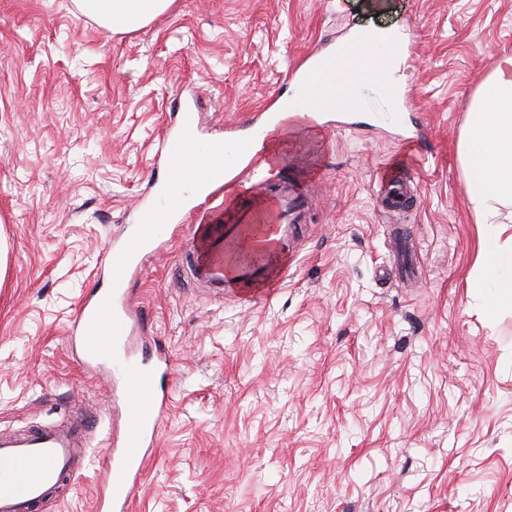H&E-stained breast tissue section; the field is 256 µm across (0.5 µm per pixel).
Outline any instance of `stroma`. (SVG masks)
<instances>
[{"mask_svg": "<svg viewBox=\"0 0 512 512\" xmlns=\"http://www.w3.org/2000/svg\"><path fill=\"white\" fill-rule=\"evenodd\" d=\"M398 33L397 97L285 138L311 198L288 277L266 301L177 279L184 237L128 290L169 355L171 394L131 512H512V315L470 279L489 249L459 158L474 95L512 52V0H175L135 31L76 0H0V428L82 404L89 466L54 512H96L115 383L70 327L110 288L103 248L133 223L180 112L203 138L279 108L295 63L361 26ZM412 208L377 197L390 167Z\"/></svg>", "mask_w": 512, "mask_h": 512, "instance_id": "stroma-1", "label": "stroma"}]
</instances>
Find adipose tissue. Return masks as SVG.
Listing matches in <instances>:
<instances>
[{"label": "adipose tissue", "mask_w": 512, "mask_h": 512, "mask_svg": "<svg viewBox=\"0 0 512 512\" xmlns=\"http://www.w3.org/2000/svg\"><path fill=\"white\" fill-rule=\"evenodd\" d=\"M173 0H79L83 12L103 25L124 30L143 27ZM468 200L477 223L494 239L477 263L476 293H488L491 307L512 309V241L503 243L500 209L512 205V54L495 61L477 94L460 142Z\"/></svg>", "instance_id": "obj_1"}]
</instances>
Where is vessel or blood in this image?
<instances>
[{
  "label": "vessel or blood",
  "instance_id": "b4317fda",
  "mask_svg": "<svg viewBox=\"0 0 512 512\" xmlns=\"http://www.w3.org/2000/svg\"><path fill=\"white\" fill-rule=\"evenodd\" d=\"M342 61L353 80H373L385 92L395 93L384 62L365 59L352 41L342 51L307 58L300 66V80L317 115L329 111L333 95L320 75ZM200 132L197 113L187 112L165 134L157 154L158 166L168 172L158 186L160 199L142 203L135 223L124 225L107 243L104 259L112 287L83 300L72 323L84 364L93 371L112 368L121 384V431L113 437L99 474L103 492L97 512H129L149 451L167 423L169 407L157 380L169 360L162 353L142 359L130 350L134 326L126 288L162 248V225L191 215L190 244L179 259L183 280L211 296L231 294L242 301L250 286L286 275L290 239L306 218L308 197L297 192L278 163L259 153L251 137H238L228 146L220 139L201 140ZM380 191L392 209L412 203L398 178L381 180ZM256 223L264 226L256 242L266 257L261 266L236 249ZM95 424L91 415L80 413L62 421L1 429L0 512H43L84 469Z\"/></svg>",
  "mask_w": 512,
  "mask_h": 512
}]
</instances>
